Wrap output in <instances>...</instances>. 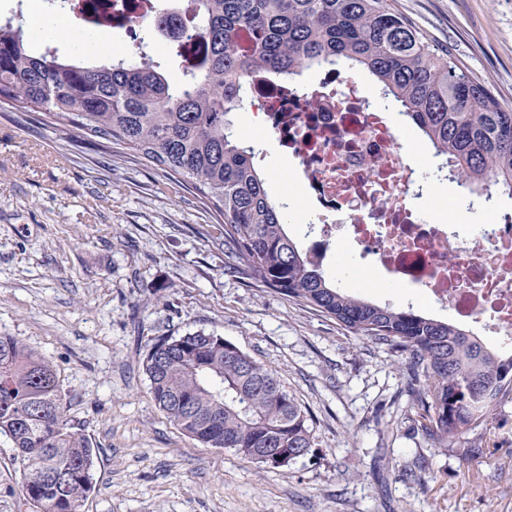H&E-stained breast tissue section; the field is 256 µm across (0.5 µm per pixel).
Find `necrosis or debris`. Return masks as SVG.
<instances>
[{"label": "necrosis or debris", "instance_id": "1", "mask_svg": "<svg viewBox=\"0 0 512 512\" xmlns=\"http://www.w3.org/2000/svg\"><path fill=\"white\" fill-rule=\"evenodd\" d=\"M118 7L112 28L132 32L159 0H58L72 22ZM249 107L264 130L279 134L306 190L310 227L351 238L390 277L426 290L476 336L512 338V224L488 215L480 232L452 239L447 225L417 220L410 204L414 168L386 113L373 107L354 75L324 72L309 86L250 75Z\"/></svg>", "mask_w": 512, "mask_h": 512}]
</instances>
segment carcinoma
I'll use <instances>...</instances> for the list:
<instances>
[{
	"instance_id": "carcinoma-1",
	"label": "carcinoma",
	"mask_w": 512,
	"mask_h": 512,
	"mask_svg": "<svg viewBox=\"0 0 512 512\" xmlns=\"http://www.w3.org/2000/svg\"><path fill=\"white\" fill-rule=\"evenodd\" d=\"M174 47L199 34L206 55L184 60L174 83L144 50L107 63L37 55L23 26L0 23V104L19 103L107 144H118L191 183L224 216V246L265 287L353 333L406 355L405 392L443 445L512 396V355L468 331L411 310L364 302L327 281L285 230L255 152L230 114L247 104L245 77L288 81L344 60L369 72L476 190L512 197V112L430 41L392 0H187L142 22ZM251 53L237 48L242 28ZM143 367L158 407L205 446L230 448L264 469L260 448H313L305 411L275 373L248 355L231 359L205 332L162 337ZM0 434L22 464L27 502L40 512H82L94 446L68 424L55 374L15 336L0 335Z\"/></svg>"
}]
</instances>
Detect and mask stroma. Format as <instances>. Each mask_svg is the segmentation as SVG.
<instances>
[{"instance_id": "35a3bbf8", "label": "stroma", "mask_w": 512, "mask_h": 512, "mask_svg": "<svg viewBox=\"0 0 512 512\" xmlns=\"http://www.w3.org/2000/svg\"><path fill=\"white\" fill-rule=\"evenodd\" d=\"M455 63L512 110V0H395ZM29 45L64 57L128 55V37L88 32L47 0H0ZM398 142L416 168L421 220L443 209L449 232L500 190L470 192L411 124ZM270 195L305 190L276 134L253 145ZM224 218L190 184L121 146L101 150L23 105L0 108V335L53 366L69 424L95 449L84 512H512V397L435 447L403 393L405 359L235 273ZM331 282L378 305L438 316L419 289L380 273L360 245L331 240ZM203 331L272 369L311 418L312 456L266 470L204 446L155 404L143 369L159 337ZM11 441L0 435V512H33Z\"/></svg>"}]
</instances>
